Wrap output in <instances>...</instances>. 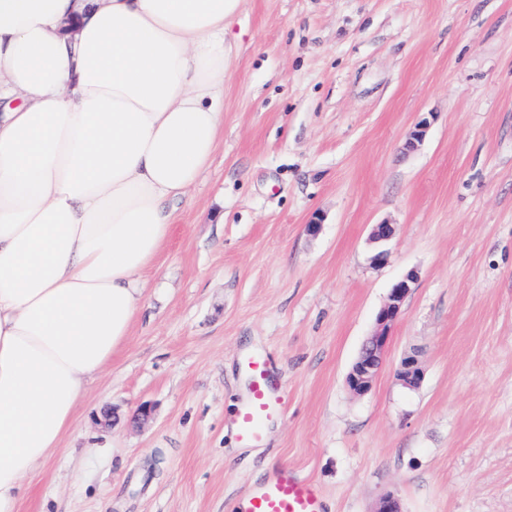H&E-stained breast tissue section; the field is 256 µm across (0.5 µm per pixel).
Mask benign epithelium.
Listing matches in <instances>:
<instances>
[{"label": "benign epithelium", "mask_w": 512, "mask_h": 512, "mask_svg": "<svg viewBox=\"0 0 512 512\" xmlns=\"http://www.w3.org/2000/svg\"><path fill=\"white\" fill-rule=\"evenodd\" d=\"M428 127L429 123L425 119L416 123L408 133L405 148L410 151L417 149L425 140ZM415 280V274L409 273L391 286L387 301L377 314L376 329L366 341L348 374L347 384L354 393L362 395L373 387L383 362L389 330L400 317L402 302L410 292ZM398 376L409 387H416L420 384L423 373L414 356L403 358Z\"/></svg>", "instance_id": "obj_1"}]
</instances>
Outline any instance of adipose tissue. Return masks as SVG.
Masks as SVG:
<instances>
[{"mask_svg":"<svg viewBox=\"0 0 512 512\" xmlns=\"http://www.w3.org/2000/svg\"><path fill=\"white\" fill-rule=\"evenodd\" d=\"M240 0H0V512L127 341L224 132Z\"/></svg>","mask_w":512,"mask_h":512,"instance_id":"1","label":"adipose tissue"}]
</instances>
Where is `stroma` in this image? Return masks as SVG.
Instances as JSON below:
<instances>
[{"label": "stroma", "mask_w": 512, "mask_h": 512, "mask_svg": "<svg viewBox=\"0 0 512 512\" xmlns=\"http://www.w3.org/2000/svg\"><path fill=\"white\" fill-rule=\"evenodd\" d=\"M228 39L224 135L19 512H227L279 465L325 512L387 495L512 512V0H241ZM380 223L395 235L376 265ZM410 271L383 366L354 394L350 367ZM253 353L287 406L243 448ZM410 354L414 388L397 376Z\"/></svg>", "instance_id": "1"}]
</instances>
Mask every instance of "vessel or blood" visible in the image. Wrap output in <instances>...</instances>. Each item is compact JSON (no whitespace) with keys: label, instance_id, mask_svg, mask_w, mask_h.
<instances>
[{"label":"vessel or blood","instance_id":"b4317fda","mask_svg":"<svg viewBox=\"0 0 512 512\" xmlns=\"http://www.w3.org/2000/svg\"><path fill=\"white\" fill-rule=\"evenodd\" d=\"M250 376L248 394L236 420L241 444L256 448L265 440L269 422L280 416L284 400L267 358L247 363ZM322 495L312 480L288 466L276 467L248 496L247 512H324Z\"/></svg>","mask_w":512,"mask_h":512}]
</instances>
